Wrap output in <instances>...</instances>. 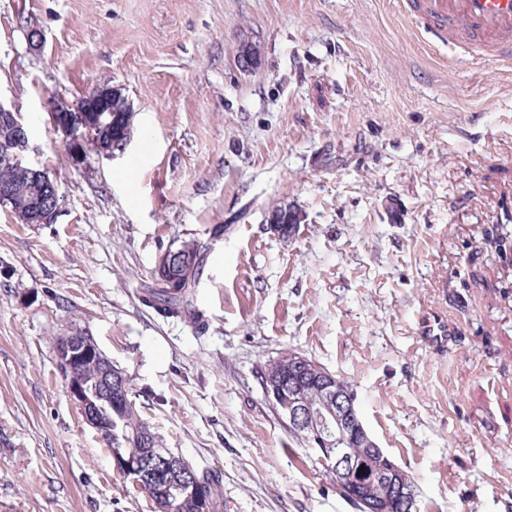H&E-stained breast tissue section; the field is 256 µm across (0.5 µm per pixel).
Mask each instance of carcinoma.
Masks as SVG:
<instances>
[{
	"mask_svg": "<svg viewBox=\"0 0 512 512\" xmlns=\"http://www.w3.org/2000/svg\"><path fill=\"white\" fill-rule=\"evenodd\" d=\"M101 102L100 93L92 91L71 105L73 111L63 113V116L91 127V133L78 144L83 153L88 149L98 156L108 153L132 131L134 112L130 104L119 99L113 101L112 115L109 116L94 111ZM0 189L7 193L3 206L24 224L43 223V213L35 207L49 208L59 200L53 179L43 183L24 169L1 163ZM270 219L281 225L279 235L288 238L300 223V214L280 206L271 211ZM167 254V263L156 265L152 272L149 300L171 317L194 319L197 314L186 280L199 275L203 268V253L194 243L185 242ZM76 354L77 374L89 394L103 407H112V457L126 460L132 454L140 455L141 462L145 463L141 489L153 502L155 512H217L222 498L219 478L207 471L198 472L185 462L161 460L160 456L168 454V449L161 436L141 418L123 373L112 369V386H107L103 373L110 360L90 338L82 342ZM277 367V371L267 372L263 385L268 389L279 387L290 395L298 394L305 421L291 426L296 436L309 440L314 435L312 426L316 421L333 436L355 423L341 414L336 403L331 401L322 367L314 361L288 353L279 357ZM349 450L356 460V467L360 468L356 480L363 484L365 491L364 503L357 504L360 512H377L379 509L407 512L404 496L397 491H414V482L408 472H396L399 487L396 491L383 481V473L393 469L392 461L372 447L369 437L356 433Z\"/></svg>",
	"mask_w": 512,
	"mask_h": 512,
	"instance_id": "obj_1",
	"label": "carcinoma"
}]
</instances>
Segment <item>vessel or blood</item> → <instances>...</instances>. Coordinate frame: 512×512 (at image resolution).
Masks as SVG:
<instances>
[{
    "label": "vessel or blood",
    "mask_w": 512,
    "mask_h": 512,
    "mask_svg": "<svg viewBox=\"0 0 512 512\" xmlns=\"http://www.w3.org/2000/svg\"><path fill=\"white\" fill-rule=\"evenodd\" d=\"M410 8L439 40L463 44L512 66V0H410ZM454 334V326L439 319L423 325L420 339L444 351Z\"/></svg>",
    "instance_id": "b4317fda"
}]
</instances>
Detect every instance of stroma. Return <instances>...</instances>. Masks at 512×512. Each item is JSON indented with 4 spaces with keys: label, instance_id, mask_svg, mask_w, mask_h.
I'll use <instances>...</instances> for the list:
<instances>
[{
    "label": "stroma",
    "instance_id": "1",
    "mask_svg": "<svg viewBox=\"0 0 512 512\" xmlns=\"http://www.w3.org/2000/svg\"><path fill=\"white\" fill-rule=\"evenodd\" d=\"M102 84L131 141L78 164L48 113ZM0 95L60 196L51 224L0 207V512H152L66 394L76 331L222 473L219 512H359L263 390L285 351L354 383L421 512H512V70L449 59L406 0H0ZM186 241L200 329L145 301ZM440 316L446 353L417 339ZM272 219L275 224H280L279 235L288 238L293 235L297 224H300V214L287 206L277 207L270 213L269 220Z\"/></svg>",
    "mask_w": 512,
    "mask_h": 512
}]
</instances>
